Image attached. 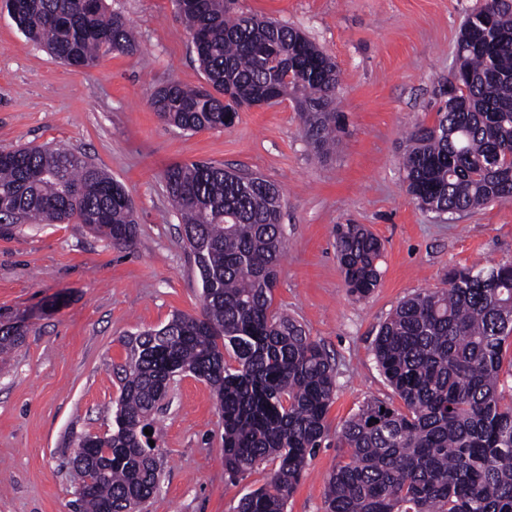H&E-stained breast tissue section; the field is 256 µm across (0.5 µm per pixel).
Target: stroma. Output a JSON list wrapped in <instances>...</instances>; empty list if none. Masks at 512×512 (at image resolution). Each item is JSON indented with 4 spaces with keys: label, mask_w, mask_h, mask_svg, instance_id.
<instances>
[{
    "label": "stroma",
    "mask_w": 512,
    "mask_h": 512,
    "mask_svg": "<svg viewBox=\"0 0 512 512\" xmlns=\"http://www.w3.org/2000/svg\"><path fill=\"white\" fill-rule=\"evenodd\" d=\"M483 0H235L234 10L300 30L341 73L346 118L327 158L310 155L291 100L240 109L221 129L161 121L154 90L205 77L172 0H105L138 33V52L74 68L28 41L0 10V151L65 147L124 185L136 212L131 246L113 248L82 224L0 223V316L24 343L0 360V512H73L69 462L85 435L112 428L126 360L123 337L199 314L200 286L167 199L165 172L210 162L252 171L284 189L285 256L272 309L296 318L336 360L328 433L287 512H322L326 481L348 452L343 423L367 402H403L380 372L373 342L406 297L444 287L449 268L512 261V202L453 221L408 194L400 159L419 121L436 118L434 90L450 78L460 27ZM365 225L383 244L381 283L351 295L336 260L338 224ZM154 427L159 489L143 512H235L264 486L268 460L224 473V428L210 385L171 381Z\"/></svg>",
    "instance_id": "stroma-1"
}]
</instances>
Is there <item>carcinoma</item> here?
I'll return each mask as SVG.
<instances>
[{
  "label": "carcinoma",
  "mask_w": 512,
  "mask_h": 512,
  "mask_svg": "<svg viewBox=\"0 0 512 512\" xmlns=\"http://www.w3.org/2000/svg\"><path fill=\"white\" fill-rule=\"evenodd\" d=\"M14 17L25 37L83 68L108 53L138 50L125 18L104 0H23ZM194 43L207 87L157 88L154 111L186 131L226 126V112L278 94L300 104L312 154L336 143V62L294 28L236 15L229 0H173ZM512 0H484L467 15L455 48V99L432 125L407 134L408 193L448 221L492 202H512ZM166 189L201 281L200 315L129 336L116 376L112 431L87 435L72 458L78 512H142L157 492L161 457L144 429L171 381L209 383L224 423V472L271 459L269 482L237 512H286L288 498L327 436L336 362L294 318L271 311L285 254L283 188L230 175L207 162L168 168ZM0 220L76 222L114 247L132 243L136 219L123 186L66 148L0 152ZM337 258L350 292L371 294L381 277L380 240L338 224ZM21 326L0 321V353L18 348ZM512 341V261L448 269V287L417 292L384 321L376 363L405 409L366 403L337 435L349 460L329 474L324 512H512V404L504 405L503 351ZM231 355L237 366L225 364Z\"/></svg>",
  "instance_id": "1"
}]
</instances>
